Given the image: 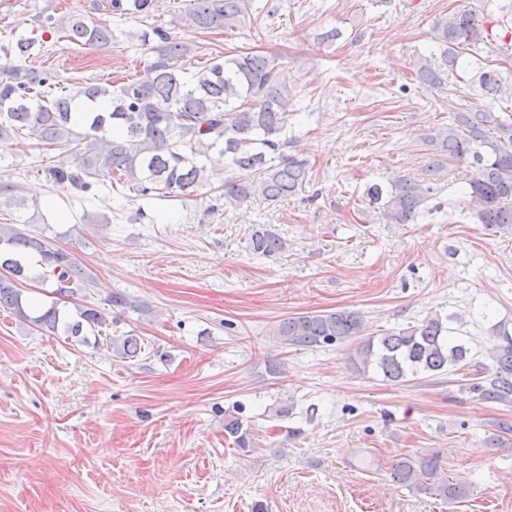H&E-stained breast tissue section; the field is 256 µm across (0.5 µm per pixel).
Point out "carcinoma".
Masks as SVG:
<instances>
[{"instance_id":"1","label":"carcinoma","mask_w":512,"mask_h":512,"mask_svg":"<svg viewBox=\"0 0 512 512\" xmlns=\"http://www.w3.org/2000/svg\"><path fill=\"white\" fill-rule=\"evenodd\" d=\"M252 0H193L184 18L205 31L232 32L254 25ZM153 0H111L112 13L147 15ZM70 43L101 49L112 42L105 22L76 16L58 29ZM439 44L448 56V69L467 72L470 59L487 43L489 29L469 12L436 24ZM151 46L152 60L141 74L114 84L82 83L68 87L48 70L13 64L33 54L35 40L22 36L0 45L10 64L0 68V138L20 137L38 146L67 145L74 165L44 167L49 179L69 183L90 193L106 179H125L137 196H191L209 183L210 172L221 165L253 173L240 181L226 177L224 197L244 201L260 196L275 205L302 191L307 162L288 154V94L279 58L266 54H241L211 58L192 72L185 63L193 49L175 41L161 26L138 36ZM479 85L489 96L512 95L494 70L479 75ZM435 159L427 166L433 173L442 157L464 161L472 158L476 174L469 180V195L478 203V223L499 228L512 224V121L494 112H457L451 124L425 137ZM384 217L392 224H408L425 207L431 186L423 181L397 177L390 182ZM251 250L273 256L285 248L281 237L266 228L251 234ZM0 262L9 264L10 276L0 275V309L65 339L88 342L85 328L96 333L110 326L105 312L79 307L75 313L59 308L63 299L85 295L93 278L74 254L44 233L34 234L14 224H0ZM52 287L55 300L36 312L29 310L14 282L26 279L32 267ZM106 305L113 310L147 313L149 308L116 291ZM363 320L355 312H310L280 320L274 334L296 348L344 343L359 336ZM496 342L486 350L491 364H473L466 390L485 403L512 404V333L494 325ZM120 359L140 357L143 341L137 336L109 337ZM469 348L451 336L448 321L436 315L360 342L351 364L360 373L371 371L384 380L400 383L419 374L459 372L468 366ZM224 436L241 451L249 452V428L232 414L224 415ZM392 479L412 490L443 501L469 496L467 487L442 475L437 452L407 455L391 467Z\"/></svg>"}]
</instances>
